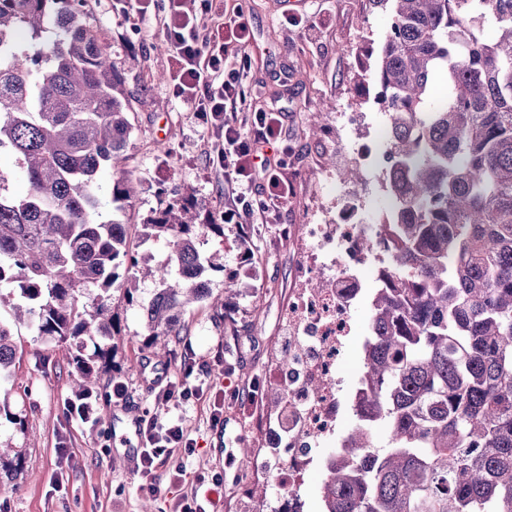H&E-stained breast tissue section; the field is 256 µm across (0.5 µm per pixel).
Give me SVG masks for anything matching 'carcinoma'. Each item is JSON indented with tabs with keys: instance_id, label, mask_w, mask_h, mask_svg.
<instances>
[{
	"instance_id": "cac0c4a2",
	"label": "carcinoma",
	"mask_w": 512,
	"mask_h": 512,
	"mask_svg": "<svg viewBox=\"0 0 512 512\" xmlns=\"http://www.w3.org/2000/svg\"><path fill=\"white\" fill-rule=\"evenodd\" d=\"M391 23L374 65L387 112L391 207L377 224L378 288L364 347L367 417L344 438L321 492L325 512H512V0H376ZM499 29L493 41L475 30ZM90 23L88 0H0V308L66 343L82 398L113 369L119 309L142 310L141 347L176 357L187 308L211 298L200 250L224 225L182 187L141 224L169 258L148 264L131 225L103 218L135 187L122 167L131 94ZM445 94L434 101V80ZM131 285L119 299L112 284ZM154 285L148 302L138 283ZM0 320V382L13 380ZM94 344L87 351V342ZM384 421L387 447H372ZM23 457L0 449V488Z\"/></svg>"
}]
</instances>
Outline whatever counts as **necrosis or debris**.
<instances>
[{
  "mask_svg": "<svg viewBox=\"0 0 512 512\" xmlns=\"http://www.w3.org/2000/svg\"><path fill=\"white\" fill-rule=\"evenodd\" d=\"M369 227L357 208L335 224H307V279L339 277L340 286L317 293H293L283 319L288 334V364L275 376L288 395V417L269 427L273 455L259 456L252 465L272 472L280 490L274 512H303L299 490L312 473L316 455L335 433L339 417L336 366L342 341L349 336L352 299L345 286L357 282L364 263L360 251Z\"/></svg>",
  "mask_w": 512,
  "mask_h": 512,
  "instance_id": "1",
  "label": "necrosis or debris"
}]
</instances>
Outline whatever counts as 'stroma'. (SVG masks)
<instances>
[{
    "label": "stroma",
    "mask_w": 512,
    "mask_h": 512,
    "mask_svg": "<svg viewBox=\"0 0 512 512\" xmlns=\"http://www.w3.org/2000/svg\"><path fill=\"white\" fill-rule=\"evenodd\" d=\"M242 4L253 31L248 47L252 67L248 95L260 105L287 99L285 144L289 150L281 177L291 194L278 210L274 224H228L224 243L205 240V254L220 253L233 265L237 243L249 238L254 245V276L241 278L242 294L224 295V274L210 272L212 296L225 301V318L215 324L209 303L195 305L182 319L183 337L176 345L202 369L207 390L202 399L180 407L162 402V395L145 379L149 359L140 348L143 320L140 312L122 315L126 337L115 357V376L127 386L123 403L128 416L155 415L181 419L193 441L192 451L176 450L158 470L159 489L149 494L139 488L136 471L126 465V445L113 437L112 399L96 400L105 418L84 422L63 408L72 396L71 351L67 344L38 338L33 327L13 322L9 310L0 319L12 325L16 355L12 364L16 383L9 395L18 424L0 423V446L21 451L24 473L14 491L0 490V512H171L174 503L190 491L197 478L220 477L219 512H257L262 495H274L269 472L250 470L242 455L248 443L254 455L267 450V428L276 409L268 399L275 383L269 377L282 357L283 314L295 288L301 286V264L307 243L301 234L317 211L335 213L356 204L367 223L387 212L391 197L385 174L387 143L381 136L387 116L378 104L365 101L377 86L362 90L356 83L358 60L377 53L390 18L389 8L372 0H228ZM94 19L113 57L137 60L125 71L130 89L138 91L130 120L134 127L128 147V167L136 196L124 212L126 223L140 225L159 206L164 194L189 185L214 213L224 210L230 189L211 169L207 154L213 133L187 104L173 95L169 80L168 49L152 14L127 15V0H91ZM307 16L303 26L284 24V16ZM324 108L323 130L310 136L306 116ZM364 116L353 132L342 127L348 113ZM364 181L343 182L339 169L351 166L358 152ZM379 249L367 254L361 271V290L350 310L351 333L345 341L338 376L340 412L337 438L356 425L352 394L363 373L364 343L372 312ZM223 407V427L210 419L214 404ZM67 448L59 458L58 448ZM185 468L184 483L173 486L169 475ZM249 470L246 483L237 472Z\"/></svg>",
    "instance_id": "stroma-1"
}]
</instances>
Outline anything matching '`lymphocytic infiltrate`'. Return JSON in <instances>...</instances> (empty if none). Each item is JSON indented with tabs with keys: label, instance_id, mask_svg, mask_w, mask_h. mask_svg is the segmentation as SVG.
Instances as JSON below:
<instances>
[{
	"label": "lymphocytic infiltrate",
	"instance_id": "1",
	"mask_svg": "<svg viewBox=\"0 0 512 512\" xmlns=\"http://www.w3.org/2000/svg\"><path fill=\"white\" fill-rule=\"evenodd\" d=\"M203 14L213 24L202 32L198 18ZM155 24L168 46L174 95L215 135L209 163L233 189L225 223H272L290 192L279 175L288 152L275 148L285 108L275 100L258 107L247 100L244 78L252 60L245 49L252 35L242 8L227 7L224 0H166ZM138 432L140 487L154 493L159 464L191 441L181 422L164 423L155 416L140 419Z\"/></svg>",
	"mask_w": 512,
	"mask_h": 512
}]
</instances>
